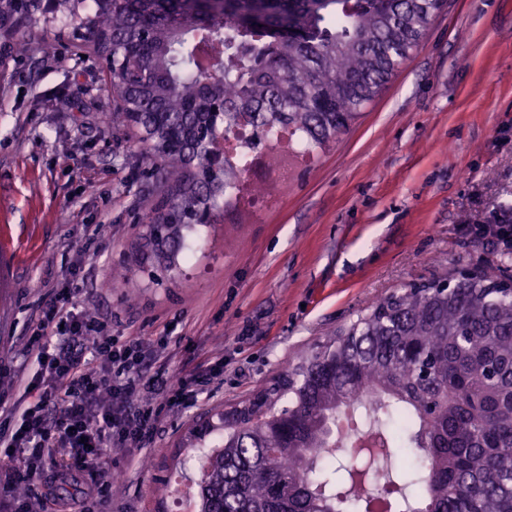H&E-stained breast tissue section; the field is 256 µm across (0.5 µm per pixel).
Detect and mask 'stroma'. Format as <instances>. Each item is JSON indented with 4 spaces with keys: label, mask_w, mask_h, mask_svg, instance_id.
Wrapping results in <instances>:
<instances>
[{
    "label": "stroma",
    "mask_w": 512,
    "mask_h": 512,
    "mask_svg": "<svg viewBox=\"0 0 512 512\" xmlns=\"http://www.w3.org/2000/svg\"><path fill=\"white\" fill-rule=\"evenodd\" d=\"M22 36L29 54L0 62V397L19 401L29 338L64 282L103 335L169 337L153 373L207 378L198 399L163 409L140 458L107 449L123 490L99 512H168L156 481L183 471L189 428L270 386L375 299L506 254L463 228L512 208V0H447L350 131L288 181L268 178L260 205L199 228L163 286L137 270L112 278L157 189L138 133L100 121L114 103L91 43L58 19Z\"/></svg>",
    "instance_id": "stroma-1"
}]
</instances>
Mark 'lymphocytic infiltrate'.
Here are the masks:
<instances>
[{"mask_svg":"<svg viewBox=\"0 0 512 512\" xmlns=\"http://www.w3.org/2000/svg\"><path fill=\"white\" fill-rule=\"evenodd\" d=\"M168 344L164 336L100 335L72 289L61 287L29 338L38 370L24 387L21 422L0 426V478L12 479L22 462L31 470L52 465L64 480L77 469L96 473L98 482L83 483L80 499H53L54 512H94L105 449L144 450L159 417L155 395L179 405L195 394L197 376L159 386L149 375V354Z\"/></svg>","mask_w":512,"mask_h":512,"instance_id":"obj_1","label":"lymphocytic infiltrate"}]
</instances>
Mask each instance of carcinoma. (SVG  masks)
<instances>
[{
    "mask_svg": "<svg viewBox=\"0 0 512 512\" xmlns=\"http://www.w3.org/2000/svg\"><path fill=\"white\" fill-rule=\"evenodd\" d=\"M445 0H92L112 54L105 127L144 133L165 172L141 219L149 267L179 265L185 233L209 223L245 172L227 145L302 160L346 132L425 35ZM38 22V0H0ZM224 111L212 110L216 101ZM512 280L459 271L391 293L317 345L237 417L185 438L206 449L194 512H512ZM383 446L336 455L341 420ZM407 457L399 469L392 460Z\"/></svg>",
    "mask_w": 512,
    "mask_h": 512,
    "instance_id": "obj_1",
    "label": "carcinoma"
}]
</instances>
